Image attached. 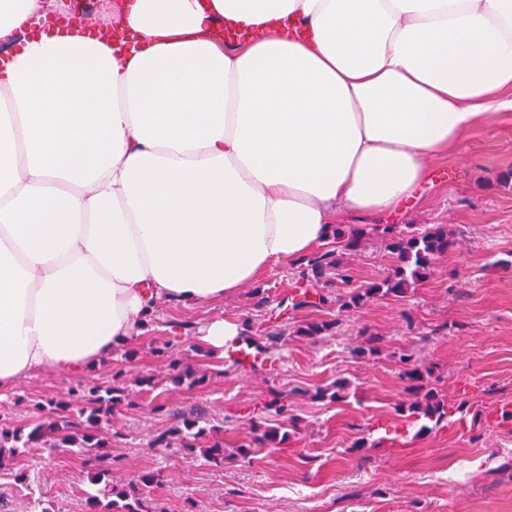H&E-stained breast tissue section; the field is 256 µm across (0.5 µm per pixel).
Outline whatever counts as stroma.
Here are the masks:
<instances>
[{
  "label": "stroma",
  "mask_w": 512,
  "mask_h": 512,
  "mask_svg": "<svg viewBox=\"0 0 512 512\" xmlns=\"http://www.w3.org/2000/svg\"><path fill=\"white\" fill-rule=\"evenodd\" d=\"M430 173L418 196L386 221L396 235L444 227L452 245L431 278L404 296L341 309L343 296L399 263L373 219L346 215L342 227L371 230L355 250L327 241L350 281L313 278L302 260L275 267L213 306H161L157 327L130 342L135 357L100 365L92 377L102 382L129 387L150 374L161 381L157 400L135 393L112 415L113 482L158 474L145 498L163 512H512V109L472 126ZM305 289L324 295L325 305L292 308L290 297ZM215 318L239 320L259 340L284 332L277 360L236 367L213 357L197 331ZM310 321L334 322L332 335H298ZM370 335L380 339L377 352L357 354ZM164 344L206 383L175 386L151 354ZM404 354L431 368L429 386L447 410L425 431L398 412L408 400ZM339 381L347 388L338 397H318ZM78 382L68 373L20 380L0 398V426L30 427L40 417L36 403L67 397ZM278 393L288 405L284 418L264 410ZM194 409L205 410L229 444L245 439L254 419L282 427L288 438L221 467L181 448H150L175 412ZM458 469L468 478L449 486ZM19 471L30 483H15ZM102 491L74 450L37 446L0 463V512H26L32 500L85 512L87 497Z\"/></svg>",
  "instance_id": "obj_1"
}]
</instances>
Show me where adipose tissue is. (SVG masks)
Here are the masks:
<instances>
[{
    "mask_svg": "<svg viewBox=\"0 0 512 512\" xmlns=\"http://www.w3.org/2000/svg\"><path fill=\"white\" fill-rule=\"evenodd\" d=\"M108 24L0 61V397L401 209L512 107V0H117Z\"/></svg>",
    "mask_w": 512,
    "mask_h": 512,
    "instance_id": "obj_1",
    "label": "adipose tissue"
}]
</instances>
